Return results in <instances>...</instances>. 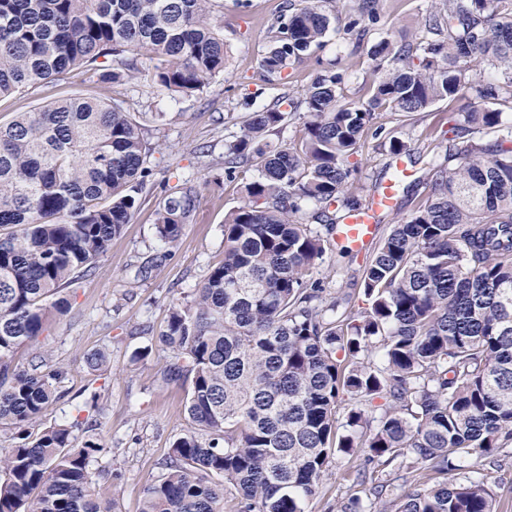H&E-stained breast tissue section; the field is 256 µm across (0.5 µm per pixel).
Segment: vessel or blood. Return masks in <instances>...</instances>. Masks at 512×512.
<instances>
[{"instance_id": "1", "label": "vessel or blood", "mask_w": 512, "mask_h": 512, "mask_svg": "<svg viewBox=\"0 0 512 512\" xmlns=\"http://www.w3.org/2000/svg\"><path fill=\"white\" fill-rule=\"evenodd\" d=\"M398 205L394 183H385L362 207L344 214L333 232L337 247L348 251H365L375 239L383 214L394 211Z\"/></svg>"}]
</instances>
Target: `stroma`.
<instances>
[{
    "mask_svg": "<svg viewBox=\"0 0 512 512\" xmlns=\"http://www.w3.org/2000/svg\"><path fill=\"white\" fill-rule=\"evenodd\" d=\"M345 3L333 0L336 31L318 50L317 59L340 58L346 94L359 100L364 84L372 79V45L382 37L398 41L415 35L429 0H383L377 20L369 23V34L361 42L346 31L351 16ZM285 4L286 0H224L222 20L230 60L224 74L194 95L160 91L145 70L124 84L110 85L92 82L83 69L76 68L64 81L35 85L0 99L2 124L16 113L74 95L115 100L136 117L144 112L164 115L162 121L148 126L152 175L140 206L113 239L96 275L70 288L69 314L57 319L39 339L49 367L63 373L58 383L62 397L49 405L33 428L40 431L71 423L79 440L98 439L103 449L90 469L102 496L114 499L116 512H140L145 487L161 476L173 442L191 428L185 412L188 382L161 380L172 353L161 342L160 333L171 302L191 299L211 267L224 257L220 227L225 214L242 204L244 179L243 173L225 172L224 148L234 140L244 116L281 97L302 99L316 73L317 60L273 76L260 66L270 28ZM473 101L468 93L439 101L423 113L385 112L379 119L383 135L363 137L356 156L361 199H368L390 180L397 163H404L410 172L403 180L405 189L396 211L384 216L379 225V236H386L427 198L431 191L428 160L445 158L449 131L463 124L462 109ZM390 131L408 133V154L389 153L385 135ZM185 176L198 182L201 201L192 224L167 248L155 235V210ZM153 254L158 255V263L147 274L137 275L138 265ZM365 261V255L343 256L332 246L316 263L313 276L326 295L343 291L359 308L365 304L360 290ZM99 349L107 353L108 361L101 370L89 371L84 356ZM140 350L145 358L135 359ZM352 465L345 455L333 459L331 475L320 496L309 503V512H336L337 502L362 493V486L341 478ZM474 465L496 495L500 512H512V448L491 460L475 459Z\"/></svg>",
    "mask_w": 512,
    "mask_h": 512,
    "instance_id": "35a3bbf8",
    "label": "stroma"
}]
</instances>
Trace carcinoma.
Listing matches in <instances>:
<instances>
[{"label":"carcinoma","mask_w":512,"mask_h":512,"mask_svg":"<svg viewBox=\"0 0 512 512\" xmlns=\"http://www.w3.org/2000/svg\"><path fill=\"white\" fill-rule=\"evenodd\" d=\"M323 0L291 4L261 59L269 74L301 63L336 30ZM380 0H348L363 18ZM222 0H0V98L81 67L121 83L153 63L160 88L183 96L224 73ZM366 99L346 102L336 60L320 61L301 101L250 113L224 165L258 176L224 217V258L189 301L170 304L160 339L176 355L166 380L191 379L193 431L176 440L141 512H307L331 459L363 449L355 480L394 476L338 512H498L471 459L512 447V0L431 3L414 40L387 38ZM499 77L471 86L483 107L454 128L432 192L367 259L354 310L326 298L312 269L333 229L362 206L351 157L379 112L419 113L455 99L463 61ZM288 108H282V105ZM301 120L299 136L270 132ZM496 133L485 139L489 132ZM151 147L121 104L71 97L0 125V512H114L90 462L102 445L56 424L31 426L57 397L61 371L37 348L64 290L92 276L130 223ZM185 178L156 210L168 245L199 207ZM453 473L450 481L445 479Z\"/></svg>","instance_id":"obj_1"}]
</instances>
